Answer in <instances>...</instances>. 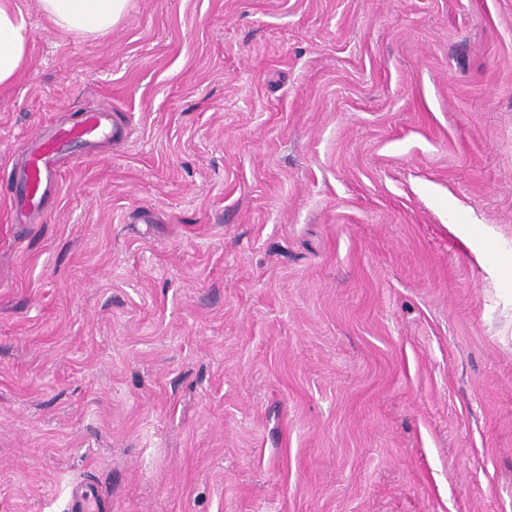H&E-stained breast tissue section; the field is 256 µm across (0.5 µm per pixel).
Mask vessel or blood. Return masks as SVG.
Returning a JSON list of instances; mask_svg holds the SVG:
<instances>
[{
  "mask_svg": "<svg viewBox=\"0 0 512 512\" xmlns=\"http://www.w3.org/2000/svg\"><path fill=\"white\" fill-rule=\"evenodd\" d=\"M126 135L124 127L110 125L109 110L105 107L85 112L76 125L54 129L28 152L22 179L28 202L40 203L44 186L57 179L66 148L71 142L81 140L90 143L106 138L118 140ZM68 512H112V503L95 483L85 482L72 492Z\"/></svg>",
  "mask_w": 512,
  "mask_h": 512,
  "instance_id": "obj_1",
  "label": "vessel or blood"
}]
</instances>
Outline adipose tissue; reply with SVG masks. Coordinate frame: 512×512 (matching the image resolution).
<instances>
[{
    "instance_id": "ef3b65f1",
    "label": "adipose tissue",
    "mask_w": 512,
    "mask_h": 512,
    "mask_svg": "<svg viewBox=\"0 0 512 512\" xmlns=\"http://www.w3.org/2000/svg\"><path fill=\"white\" fill-rule=\"evenodd\" d=\"M40 9L62 31L88 37L110 32L129 0H39ZM28 60V33L19 8L0 0V87L11 85Z\"/></svg>"
}]
</instances>
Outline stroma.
<instances>
[{
    "mask_svg": "<svg viewBox=\"0 0 512 512\" xmlns=\"http://www.w3.org/2000/svg\"><path fill=\"white\" fill-rule=\"evenodd\" d=\"M0 512H512V0H14ZM40 9L62 31L105 35L128 9L129 0H39ZM109 112L112 111L107 107L84 112L78 124L56 128L49 136L41 138L28 151L22 181L12 182L10 189L24 185V195L28 202L40 205L43 188L58 178L61 161L65 158L66 148L71 142L81 140L90 143L110 137L113 140L124 139L127 136L124 127L109 126ZM80 488L73 491L68 502L69 512H111L112 503L102 495L93 482L79 484Z\"/></svg>",
    "mask_w": 512,
    "mask_h": 512,
    "instance_id": "1",
    "label": "stroma"
}]
</instances>
